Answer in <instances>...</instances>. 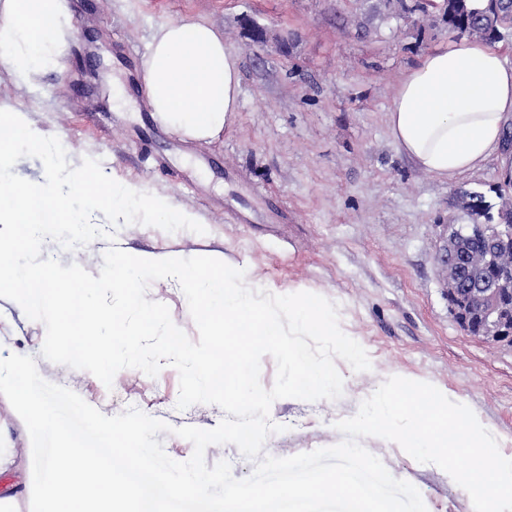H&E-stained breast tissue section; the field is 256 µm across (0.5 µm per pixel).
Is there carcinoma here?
<instances>
[{
	"instance_id": "1",
	"label": "carcinoma",
	"mask_w": 512,
	"mask_h": 512,
	"mask_svg": "<svg viewBox=\"0 0 512 512\" xmlns=\"http://www.w3.org/2000/svg\"><path fill=\"white\" fill-rule=\"evenodd\" d=\"M443 21L448 27L460 34L478 38L488 44H494L503 38V32L512 29V3L499 0H442ZM470 203L467 207L477 215L488 220L494 219L490 213L491 206L486 204L485 196L478 192L468 194Z\"/></svg>"
}]
</instances>
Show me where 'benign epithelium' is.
<instances>
[{"label": "benign epithelium", "instance_id": "obj_1", "mask_svg": "<svg viewBox=\"0 0 512 512\" xmlns=\"http://www.w3.org/2000/svg\"><path fill=\"white\" fill-rule=\"evenodd\" d=\"M497 224H472L467 231L444 225L438 262L448 308L470 336L512 345V202L502 199ZM477 240L481 249L460 255L456 239Z\"/></svg>", "mask_w": 512, "mask_h": 512}]
</instances>
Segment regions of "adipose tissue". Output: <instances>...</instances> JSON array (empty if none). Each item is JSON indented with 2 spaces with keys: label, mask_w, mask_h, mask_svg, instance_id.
Wrapping results in <instances>:
<instances>
[{
  "label": "adipose tissue",
  "mask_w": 512,
  "mask_h": 512,
  "mask_svg": "<svg viewBox=\"0 0 512 512\" xmlns=\"http://www.w3.org/2000/svg\"><path fill=\"white\" fill-rule=\"evenodd\" d=\"M74 31L67 0H0V68L31 84L62 61ZM141 86L156 120L186 141L218 140L240 107L237 57L223 32L195 19L158 26ZM511 118L512 65L469 38L434 48L407 70L387 112L398 149L450 183L492 160L512 174V153L502 147Z\"/></svg>",
  "instance_id": "obj_1"
}]
</instances>
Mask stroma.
<instances>
[{
    "label": "stroma",
    "instance_id": "stroma-1",
    "mask_svg": "<svg viewBox=\"0 0 512 512\" xmlns=\"http://www.w3.org/2000/svg\"><path fill=\"white\" fill-rule=\"evenodd\" d=\"M413 0H68L77 32L62 66L34 88L0 69V108L24 110L31 128L57 137L74 163L99 160L141 192L168 198L202 222L205 234L168 233L135 223L115 241L97 238L67 251L52 240L43 257L99 275L110 245L144 255L207 256L244 270L252 288L278 295L323 296L341 330L368 353L371 368L336 367L344 379L334 400H276L264 454L289 457L339 443L337 421L355 415L388 378L436 386L467 405L512 456V346L466 334L448 311L436 251L442 227L476 218L462 194L496 201L505 178L496 163L449 183L419 170L394 143L387 112L403 74L421 56L456 40L438 10ZM187 18L209 22L238 57L241 104L210 144L182 141L153 121L141 90V61L155 28ZM266 40L254 42L247 23ZM126 100H117L115 83ZM148 300L165 304L190 340L198 329L175 279H158ZM42 322L0 298V358L33 357L40 376L68 388L107 416L135 407L165 421L166 454L187 460L191 443L175 428L211 429L224 417L212 404L177 409L179 374L169 365L150 377L119 371L112 386L41 354ZM362 445L390 474L420 492L427 512H474L465 489L432 463H420L385 439ZM0 498L31 512L29 433L0 395Z\"/></svg>",
    "mask_w": 512,
    "mask_h": 512
}]
</instances>
